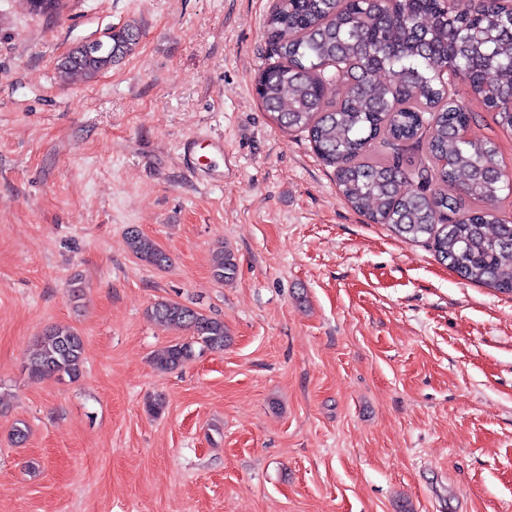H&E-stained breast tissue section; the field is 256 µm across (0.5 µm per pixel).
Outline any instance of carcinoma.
I'll return each instance as SVG.
<instances>
[{
	"instance_id": "1",
	"label": "carcinoma",
	"mask_w": 512,
	"mask_h": 512,
	"mask_svg": "<svg viewBox=\"0 0 512 512\" xmlns=\"http://www.w3.org/2000/svg\"><path fill=\"white\" fill-rule=\"evenodd\" d=\"M276 61L259 72L255 91L282 127L307 133L315 153L336 170L341 195L373 224L404 240L421 238L463 279L512 293V223L482 204L509 189L490 140L466 137L472 112L456 98L462 81L473 99L512 131V5L508 0H275L266 21ZM138 28L128 25L92 45L74 47L57 63L60 78H93L134 52ZM385 79H379L380 75ZM383 140L385 158L370 155ZM425 145L406 171L400 146ZM127 250L149 265L170 258L132 228ZM237 270L220 249L213 274ZM159 322L183 327L188 341L153 359L175 370L228 340L224 320L171 301L148 309ZM83 337L54 326L28 358L30 377L81 376Z\"/></svg>"
}]
</instances>
